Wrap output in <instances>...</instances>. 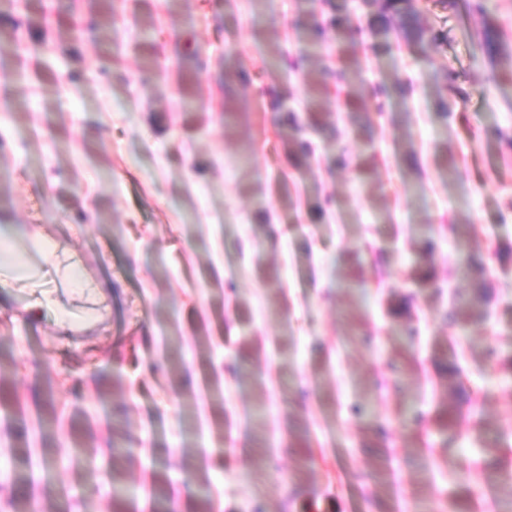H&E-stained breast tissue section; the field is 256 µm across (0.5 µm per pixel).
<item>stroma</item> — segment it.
<instances>
[{"instance_id":"stroma-1","label":"stroma","mask_w":512,"mask_h":512,"mask_svg":"<svg viewBox=\"0 0 512 512\" xmlns=\"http://www.w3.org/2000/svg\"><path fill=\"white\" fill-rule=\"evenodd\" d=\"M437 36H376L378 9L332 0H106L101 37L74 39L85 0L0 16L32 57L0 111V226L40 228L99 282L108 308L0 313L34 480L0 468V512H114V435L136 512H512V79L476 52L468 0H414ZM46 14L55 52L24 26ZM321 22L324 49L298 36ZM200 68L177 67L180 52ZM347 67L354 105L325 84ZM80 78L77 90L69 75ZM403 82V94L381 88ZM189 87L194 108H184ZM455 103L444 117L441 102ZM318 121L295 154L287 109ZM468 230L495 299L459 329L450 299L482 303L449 225ZM436 243V285L410 256ZM419 320L414 343L388 308ZM497 357H489L488 349ZM181 357L187 371L165 369ZM461 375L449 385L447 368ZM121 384H114V376ZM55 388L54 414L39 391ZM92 456L72 459L74 434ZM167 501L148 493L157 477Z\"/></svg>"}]
</instances>
